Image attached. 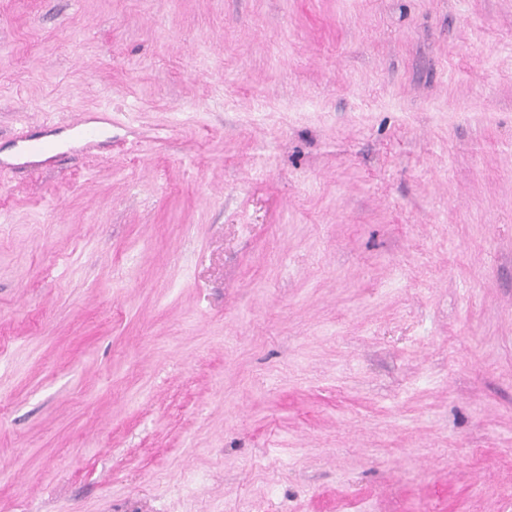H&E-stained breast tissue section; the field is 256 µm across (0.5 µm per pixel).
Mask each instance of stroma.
<instances>
[{"mask_svg":"<svg viewBox=\"0 0 512 512\" xmlns=\"http://www.w3.org/2000/svg\"><path fill=\"white\" fill-rule=\"evenodd\" d=\"M0 512H512V0H0Z\"/></svg>","mask_w":512,"mask_h":512,"instance_id":"obj_1","label":"stroma"}]
</instances>
